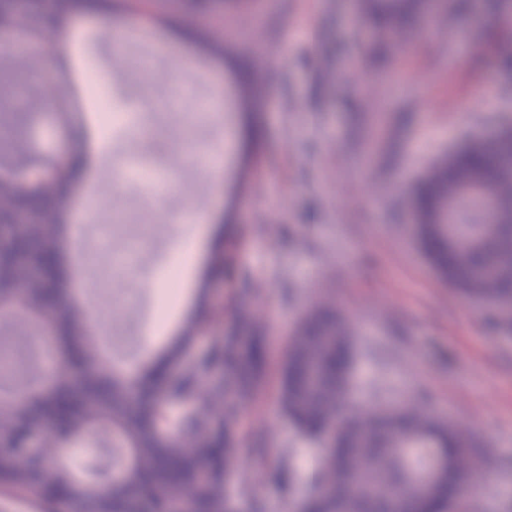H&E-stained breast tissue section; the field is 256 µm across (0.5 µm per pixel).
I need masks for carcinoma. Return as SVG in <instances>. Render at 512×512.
<instances>
[{
	"instance_id": "1",
	"label": "carcinoma",
	"mask_w": 512,
	"mask_h": 512,
	"mask_svg": "<svg viewBox=\"0 0 512 512\" xmlns=\"http://www.w3.org/2000/svg\"><path fill=\"white\" fill-rule=\"evenodd\" d=\"M373 33L368 56L377 72L398 49V30L449 27L452 14L433 0H362ZM493 201L492 214L467 193ZM415 235L437 271L471 300L512 315V126L496 140L475 139L435 162L411 194ZM63 225L0 224V298L17 283L32 324L55 332L57 367L48 384H24L0 400V496L29 498L43 512H229V474L239 456L242 414L256 398L267 336L241 307L224 328V307L201 298L179 335L131 378L102 357L98 340L77 335L81 310L64 299L65 273L55 243ZM216 275L234 273L224 243L212 255ZM208 330L206 356H194ZM353 327L327 304L309 311L292 336L279 405L301 437L323 447L312 468L294 452L261 459L256 482L239 481L247 512H266L255 484H272L287 512H422L427 505L470 512L474 496L454 497L466 472L483 461L472 433L410 403L361 408L350 399ZM187 408L172 425L169 405ZM100 432L112 467L76 469L61 448ZM312 484L297 502L295 484Z\"/></svg>"
}]
</instances>
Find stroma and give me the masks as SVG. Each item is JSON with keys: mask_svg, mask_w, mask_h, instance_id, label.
<instances>
[{"mask_svg": "<svg viewBox=\"0 0 512 512\" xmlns=\"http://www.w3.org/2000/svg\"><path fill=\"white\" fill-rule=\"evenodd\" d=\"M359 0H151L141 14L130 0H27L28 45L44 30L86 34L88 59L111 88L145 93L139 117H167L168 88L183 86L184 60L203 74L200 96L222 88L223 119L201 121L183 161L209 178V153L226 147L220 185L205 210L208 232L186 290L184 308L152 350L142 344L170 247L151 241L134 267L118 271L137 291L132 315L97 310L90 331L106 339L103 357L123 371L140 370L177 335L200 297L223 302L232 321L242 284L214 280L216 241L248 277L246 297L263 319L269 342L262 388L243 415L242 444L264 430L269 456L293 449L315 461L317 443L299 438L278 405L281 365L296 324L315 305L335 304L355 324L352 397L395 404L412 397L434 416L471 430L485 460L481 495L471 512H512V318L467 299L444 280L417 244L407 188L466 140L512 120V68L499 65L512 43L502 0H471L447 32L420 38L391 60L388 83L353 82L370 38ZM148 28L142 42L117 44L120 27ZM153 58L161 82L144 87L129 61ZM250 61L258 109L238 106L233 63ZM41 99L17 127L29 158L49 167L59 153H80L79 119L53 90L62 79L54 53L37 71ZM119 165L75 179L59 200L65 220L56 245L71 303L97 296L94 272L135 242L137 230L103 252L89 246L98 219L112 211Z\"/></svg>", "mask_w": 512, "mask_h": 512, "instance_id": "stroma-1", "label": "stroma"}]
</instances>
